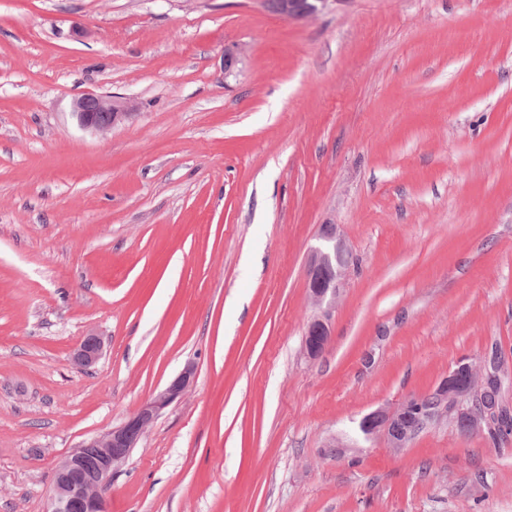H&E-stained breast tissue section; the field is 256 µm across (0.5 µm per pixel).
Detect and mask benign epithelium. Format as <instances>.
I'll use <instances>...</instances> for the list:
<instances>
[{
    "instance_id": "7a95c632",
    "label": "benign epithelium",
    "mask_w": 512,
    "mask_h": 512,
    "mask_svg": "<svg viewBox=\"0 0 512 512\" xmlns=\"http://www.w3.org/2000/svg\"><path fill=\"white\" fill-rule=\"evenodd\" d=\"M330 0H268L283 18L306 17ZM241 51H224V77L237 74ZM137 104L126 97L106 98L86 92L72 101V114L80 128L98 132L114 128L137 111ZM348 256L334 227L325 229L312 250L308 269L309 292L318 309L308 322L303 351L311 359L325 349L330 331V311L336 302L339 280L347 266H336V253ZM103 337L90 332L82 337L72 356L79 369H88L102 358ZM502 364L496 355H484L475 363L459 359L429 393L431 406L423 409L410 396L393 405H383L366 414L362 424L368 438L380 439L387 447H408L423 431L451 422L466 433H483L493 421L512 423V407L504 398ZM195 379V368L187 365L164 389L154 394L121 425L80 443L55 469L49 490L47 512H108L107 488L113 474L126 462L143 434L161 412L179 401ZM95 449L92 464L85 462L86 450Z\"/></svg>"
}]
</instances>
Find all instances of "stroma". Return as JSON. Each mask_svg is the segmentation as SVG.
Here are the masks:
<instances>
[{
  "label": "stroma",
  "instance_id": "obj_1",
  "mask_svg": "<svg viewBox=\"0 0 512 512\" xmlns=\"http://www.w3.org/2000/svg\"><path fill=\"white\" fill-rule=\"evenodd\" d=\"M86 91L137 113L82 130ZM494 347L512 380V0H0V512L189 364L110 512H512V436L327 446ZM273 10L283 18L306 17L323 8L329 0H268ZM336 248L343 257H349L335 228L327 227L318 237L307 269L309 292L319 310L308 322L303 339V351L311 359L317 358L328 342L330 311L336 302L339 280L348 266H339L341 259ZM105 341L102 336L90 332L82 337L72 356V363L79 369H88L102 358Z\"/></svg>",
  "mask_w": 512,
  "mask_h": 512
}]
</instances>
